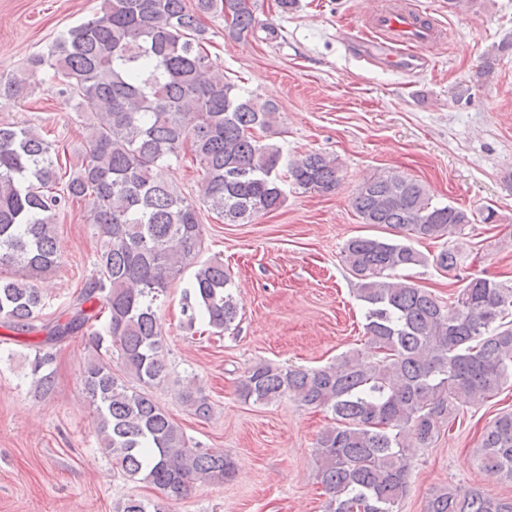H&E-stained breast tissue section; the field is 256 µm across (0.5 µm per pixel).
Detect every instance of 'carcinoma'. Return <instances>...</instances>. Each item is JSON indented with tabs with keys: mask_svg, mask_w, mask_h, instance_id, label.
Wrapping results in <instances>:
<instances>
[{
	"mask_svg": "<svg viewBox=\"0 0 512 512\" xmlns=\"http://www.w3.org/2000/svg\"><path fill=\"white\" fill-rule=\"evenodd\" d=\"M216 13L238 40L259 28L278 37L248 0H101L91 18L31 58L30 68L47 66L69 80L78 107L93 117L72 175L62 173L59 153L40 132L0 126V322L38 332L46 296L37 282L58 266L57 211L65 198L89 200L87 221L99 240L95 275L69 316L47 328L46 341L102 325L96 347L109 342L123 375L100 355L83 370L101 450L168 499L234 474L229 456L190 443L150 392L168 376L155 301L202 249L200 206L241 224L282 206L283 181L321 193L339 184L335 159H287L279 145L254 136L277 124L278 108L212 74L199 19ZM25 89L21 79H0V97ZM183 150L201 169L196 201L166 174ZM352 206L364 224L425 239H446L476 221L474 212L435 204L422 184L393 173L363 182ZM342 259L364 303L366 347L317 369L258 362L237 393L263 404L293 397L333 415L314 450L328 494L324 512H399L416 452L456 418L458 401L484 402L512 381V285L474 278L444 302L401 275L428 258L385 237L348 240ZM433 263L449 272L460 257L444 246ZM183 314L190 324L203 317L216 333L236 321L239 301L223 261L197 264ZM178 398L200 418L212 411L200 388L188 385ZM476 461L490 477L512 482L511 411L488 421ZM116 512L165 506L131 496ZM425 512H512V499L444 485Z\"/></svg>",
	"mask_w": 512,
	"mask_h": 512,
	"instance_id": "1",
	"label": "carcinoma"
}]
</instances>
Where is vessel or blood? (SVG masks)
<instances>
[{
    "instance_id": "b4317fda",
    "label": "vessel or blood",
    "mask_w": 512,
    "mask_h": 512,
    "mask_svg": "<svg viewBox=\"0 0 512 512\" xmlns=\"http://www.w3.org/2000/svg\"><path fill=\"white\" fill-rule=\"evenodd\" d=\"M365 41L371 55L383 67L414 75L424 70L429 59L417 52L418 46L438 41L441 31L404 5L388 0L385 7L367 23Z\"/></svg>"
}]
</instances>
